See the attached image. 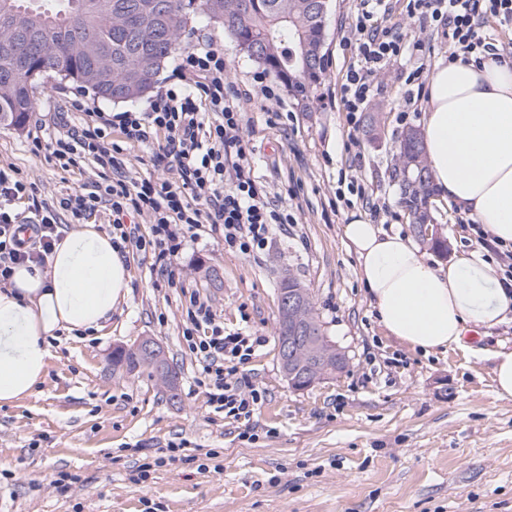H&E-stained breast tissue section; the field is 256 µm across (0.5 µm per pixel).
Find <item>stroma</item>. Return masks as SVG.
<instances>
[{"instance_id":"35a3bbf8","label":"stroma","mask_w":512,"mask_h":512,"mask_svg":"<svg viewBox=\"0 0 512 512\" xmlns=\"http://www.w3.org/2000/svg\"><path fill=\"white\" fill-rule=\"evenodd\" d=\"M355 0H329L324 19V79L308 109L291 92L279 101H245L246 156L269 205L288 214L257 256L225 249L201 234L173 261V282L151 256L129 249L125 300L103 329L61 334L34 393L0 406V512H512V400L498 398L493 355L512 351V315L467 333L463 346L423 355L388 336L343 236L351 211L371 213L433 262L480 248L456 205L436 202L430 218L443 249L422 237L399 200L395 145L420 128L419 104L406 103L391 63L366 113L380 136L355 128L336 96L354 59L342 45ZM188 48L223 50L227 78L248 88L262 65L221 25L192 16ZM77 86L51 75L32 89L36 108L23 129L0 127V165L33 182L46 202L87 187L90 161L70 170L33 151V137L93 123L97 113L147 111L149 97L106 102L85 91L84 111L69 103ZM110 137L127 176L173 179L154 144ZM311 291L325 336L348 355L343 372L293 389L279 362L277 293L284 274ZM210 301L228 332L265 337L237 372L259 400L250 420L217 413L198 386L183 332L191 296ZM161 344L177 373V392L148 372L114 367L116 348L143 338ZM183 443L190 462L165 459Z\"/></svg>"}]
</instances>
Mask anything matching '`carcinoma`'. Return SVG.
Listing matches in <instances>:
<instances>
[{"instance_id": "carcinoma-1", "label": "carcinoma", "mask_w": 512, "mask_h": 512, "mask_svg": "<svg viewBox=\"0 0 512 512\" xmlns=\"http://www.w3.org/2000/svg\"><path fill=\"white\" fill-rule=\"evenodd\" d=\"M154 0H0V39L4 27L35 34L44 52L20 64L0 47V125L23 128L35 111L34 85L53 72L109 102L139 98L133 89L151 86L165 61L182 46L191 16L220 21L239 43L247 41L259 55L253 60L283 81L302 107L315 97L324 61L310 69L299 65V42L322 36L323 20L309 11L311 0H165L167 11L153 13ZM395 179L401 203L413 223L429 218L433 194L425 150L407 137L396 146ZM112 364L129 372L156 370L130 348L113 352Z\"/></svg>"}]
</instances>
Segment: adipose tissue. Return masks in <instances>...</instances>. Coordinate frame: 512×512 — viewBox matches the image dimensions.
Instances as JSON below:
<instances>
[{
  "mask_svg": "<svg viewBox=\"0 0 512 512\" xmlns=\"http://www.w3.org/2000/svg\"><path fill=\"white\" fill-rule=\"evenodd\" d=\"M421 128L435 188L512 246V67L492 57L478 68L437 63ZM343 233L382 327L413 349L461 346L466 331L512 313V289L494 275L486 251L435 267L407 237L364 215L351 214ZM130 278L111 236L93 224L63 231L45 269L16 267L0 288V405L33 394L58 332L102 329Z\"/></svg>",
  "mask_w": 512,
  "mask_h": 512,
  "instance_id": "ef3b65f1",
  "label": "adipose tissue"
}]
</instances>
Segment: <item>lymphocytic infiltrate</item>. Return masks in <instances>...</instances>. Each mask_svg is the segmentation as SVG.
<instances>
[{
	"mask_svg": "<svg viewBox=\"0 0 512 512\" xmlns=\"http://www.w3.org/2000/svg\"><path fill=\"white\" fill-rule=\"evenodd\" d=\"M385 0H359L354 32L345 42L357 59L341 86L343 111H363L376 80L401 58L421 59L428 36L441 34L452 46L451 59L481 63L499 50L483 36L488 21L512 25V0H407L406 14L418 35L406 40L400 26L383 25L379 14ZM500 55V54H499ZM179 68L188 82L166 88L149 111H125L100 117L95 125L71 128L47 141L34 140L35 153L57 162L61 169L90 159L99 180L90 192L60 197L57 206L38 196L34 183L0 168V283H7L19 264L44 267L60 239L58 210L83 220L99 207L112 213L113 245L151 253L153 266L171 276V266L188 240L202 228L219 234L225 247L242 254L265 250L288 217L268 206L263 187L254 180L243 140V93L225 78L223 52L200 48L182 55ZM118 126L127 140L150 143L156 132L164 142L155 154L175 172V181H130L121 177L107 133ZM28 198V217L12 204ZM131 213L152 219L149 235L138 234L124 222ZM190 322L184 338L200 370L203 386L215 411L236 419L253 416L257 396L239 387L235 375L249 362L261 337L226 332L208 301L194 297L187 310Z\"/></svg>",
	"mask_w": 512,
	"mask_h": 512,
	"instance_id": "obj_1",
	"label": "lymphocytic infiltrate"
}]
</instances>
